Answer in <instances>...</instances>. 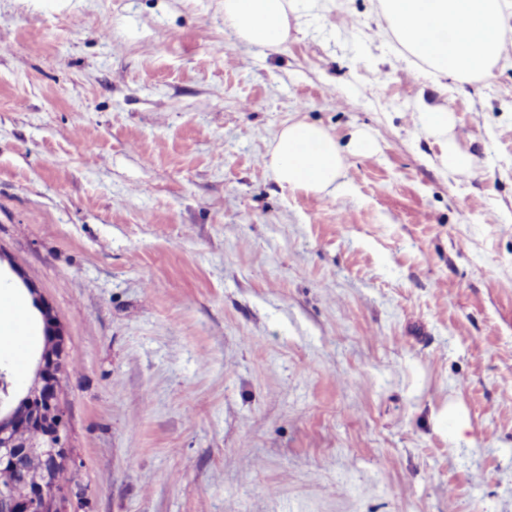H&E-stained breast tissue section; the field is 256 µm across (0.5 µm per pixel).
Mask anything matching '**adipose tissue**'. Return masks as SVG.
I'll return each instance as SVG.
<instances>
[{"label": "adipose tissue", "mask_w": 512, "mask_h": 512, "mask_svg": "<svg viewBox=\"0 0 512 512\" xmlns=\"http://www.w3.org/2000/svg\"><path fill=\"white\" fill-rule=\"evenodd\" d=\"M384 20L379 35L392 37L408 58L433 77L460 82L490 77L507 46L512 45V20L504 0H378ZM295 0H224V22L236 42L274 50L286 44ZM422 136L441 146L443 170L468 175L471 159L456 148L458 132L452 115L441 105H427L413 115ZM375 150L370 135L356 134L341 146L323 126L295 120L273 138L264 164L274 180L325 200L341 187L347 157H369Z\"/></svg>", "instance_id": "adipose-tissue-1"}]
</instances>
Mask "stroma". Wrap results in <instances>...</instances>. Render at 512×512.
Returning a JSON list of instances; mask_svg holds the SVG:
<instances>
[{
    "label": "stroma",
    "instance_id": "obj_1",
    "mask_svg": "<svg viewBox=\"0 0 512 512\" xmlns=\"http://www.w3.org/2000/svg\"><path fill=\"white\" fill-rule=\"evenodd\" d=\"M296 8L271 51L224 0H0V365L58 332L70 512H512V45L425 78L378 0ZM297 119L377 140L333 199L264 165ZM416 131L425 138H431L441 145L440 164L446 172L456 176L468 175L471 159L456 148L458 132L452 115L441 105H426L413 113Z\"/></svg>",
    "mask_w": 512,
    "mask_h": 512
}]
</instances>
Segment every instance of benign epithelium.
I'll return each mask as SVG.
<instances>
[{
	"label": "benign epithelium",
	"instance_id": "1",
	"mask_svg": "<svg viewBox=\"0 0 512 512\" xmlns=\"http://www.w3.org/2000/svg\"><path fill=\"white\" fill-rule=\"evenodd\" d=\"M61 360L57 333L50 330L23 395L0 381V512H63L66 494L57 474L71 457L56 390Z\"/></svg>",
	"mask_w": 512,
	"mask_h": 512
}]
</instances>
